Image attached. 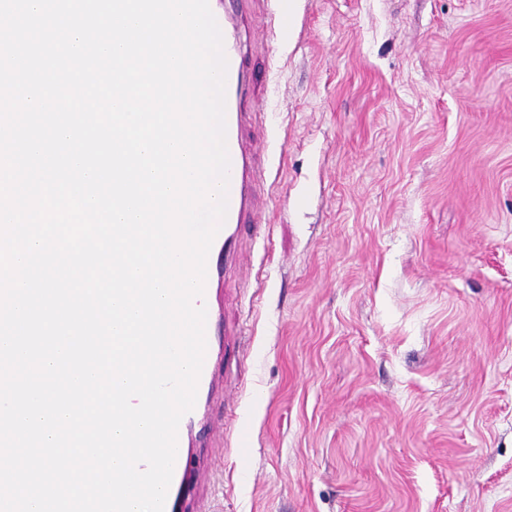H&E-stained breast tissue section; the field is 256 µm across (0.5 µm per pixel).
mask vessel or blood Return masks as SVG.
<instances>
[{
    "label": "vessel or blood",
    "mask_w": 512,
    "mask_h": 512,
    "mask_svg": "<svg viewBox=\"0 0 512 512\" xmlns=\"http://www.w3.org/2000/svg\"><path fill=\"white\" fill-rule=\"evenodd\" d=\"M223 36V49L227 58L225 88L226 142L230 157L227 191L228 210L207 258L206 292L202 302L207 305V326L219 324L223 316L212 309L211 292L220 287L230 271L250 262L256 245L264 237L259 217L271 201L269 189L276 172V156L268 138L249 136L252 126H269L273 123L267 101L252 83L247 66L249 51L242 29L252 18H259L268 41L283 36L287 15L280 0H209ZM229 347L215 337L206 339V356L201 372L197 395L192 411L182 418L177 436L178 448H186L192 425L204 418L214 376L213 365H223L232 371L228 359Z\"/></svg>",
    "instance_id": "vessel-or-blood-1"
}]
</instances>
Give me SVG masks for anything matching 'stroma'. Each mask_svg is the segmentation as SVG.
Masks as SVG:
<instances>
[{"label": "stroma", "mask_w": 512, "mask_h": 512, "mask_svg": "<svg viewBox=\"0 0 512 512\" xmlns=\"http://www.w3.org/2000/svg\"><path fill=\"white\" fill-rule=\"evenodd\" d=\"M238 376L176 512H512V0H287Z\"/></svg>", "instance_id": "stroma-1"}]
</instances>
